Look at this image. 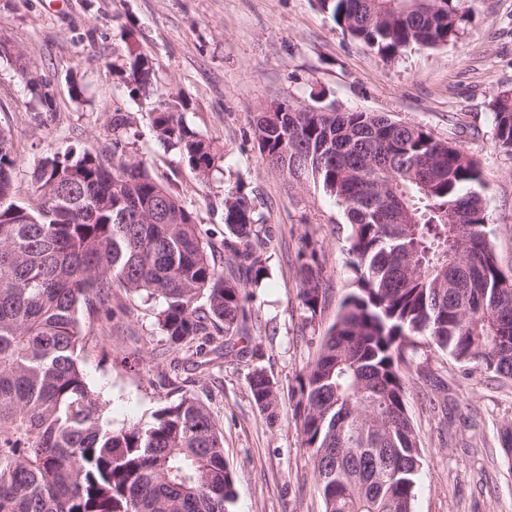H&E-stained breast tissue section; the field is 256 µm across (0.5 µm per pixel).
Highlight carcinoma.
<instances>
[{"label": "carcinoma", "mask_w": 512, "mask_h": 512, "mask_svg": "<svg viewBox=\"0 0 512 512\" xmlns=\"http://www.w3.org/2000/svg\"><path fill=\"white\" fill-rule=\"evenodd\" d=\"M375 0H317L351 38L393 58L456 38L467 0L424 12L371 17ZM126 85L146 97L156 62L129 47ZM51 117L49 84L21 71ZM162 101L156 138L201 179L222 155ZM494 141L512 153V94L491 104ZM112 161L67 152L39 166L30 208L16 200L11 134L0 130V512H227L234 479L224 439L194 395L154 422L114 431L82 367L79 311L116 315L112 289L161 298L157 325L169 348L195 349L198 365L227 346L213 334L246 333L251 295L266 273L268 219L237 185L224 194L226 266L180 196L128 160L127 117L112 113ZM268 168L311 178L344 207L351 227L352 288L299 382L302 444L324 512H412L422 467L406 404V351L422 340L457 362L512 379V275L487 231L481 161L424 127L382 112L296 106L253 116ZM402 203L410 224L389 221ZM321 250L307 240L295 275L303 318L326 301ZM204 304H199L200 299ZM255 404L275 417L279 388L248 373Z\"/></svg>", "instance_id": "carcinoma-1"}]
</instances>
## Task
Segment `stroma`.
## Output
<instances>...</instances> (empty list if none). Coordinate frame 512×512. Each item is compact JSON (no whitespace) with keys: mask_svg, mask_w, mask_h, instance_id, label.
Here are the masks:
<instances>
[{"mask_svg":"<svg viewBox=\"0 0 512 512\" xmlns=\"http://www.w3.org/2000/svg\"><path fill=\"white\" fill-rule=\"evenodd\" d=\"M133 41L157 61L152 92L136 100L122 77ZM0 42L21 52L54 93L51 119L35 123L37 102L12 61L0 58V129L15 141L18 202L36 203L43 159L69 148L111 158L110 118L120 112L130 120L132 159L196 213L216 263L224 261L222 201L236 181L273 229L268 275L249 304L248 343L259 356L194 367L188 352H168L157 326L161 301L119 289V317L86 321L83 368L108 402L105 423L121 430L151 422L164 404L192 393L224 436L234 475L228 512H323L294 390L351 288L350 226L320 184L266 167L251 115L282 101L384 112L461 145L482 162L491 242L512 273V153L496 147L490 110L497 95L512 92V0H471L457 38L390 60L343 34L316 0H0ZM176 96L187 102L186 124L224 154L208 179L154 138L151 110ZM306 235L324 255L328 290L310 325L294 271ZM410 359L407 409L423 458L412 512H512L503 448L512 381L429 347ZM256 366L279 385L275 417L251 397L247 377Z\"/></svg>","mask_w":512,"mask_h":512,"instance_id":"obj_1","label":"stroma"}]
</instances>
